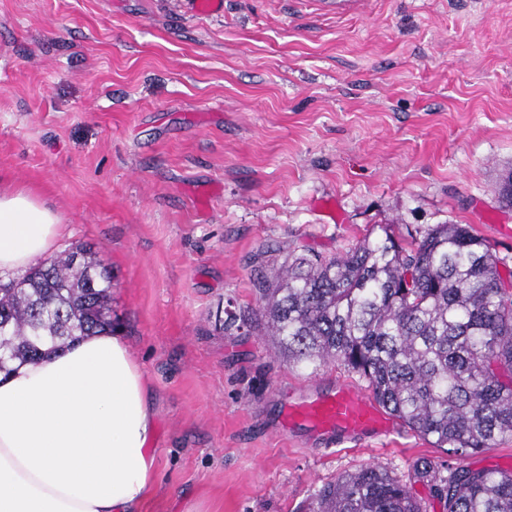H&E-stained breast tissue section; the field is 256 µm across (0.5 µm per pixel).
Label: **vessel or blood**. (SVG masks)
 Returning a JSON list of instances; mask_svg holds the SVG:
<instances>
[{"instance_id":"1","label":"vessel or blood","mask_w":512,"mask_h":512,"mask_svg":"<svg viewBox=\"0 0 512 512\" xmlns=\"http://www.w3.org/2000/svg\"><path fill=\"white\" fill-rule=\"evenodd\" d=\"M300 423L327 436L370 434L381 437L395 429L376 403L345 383L325 395L306 393L295 398L288 408L284 427L290 430Z\"/></svg>"}]
</instances>
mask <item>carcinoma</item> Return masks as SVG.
Segmentation results:
<instances>
[{
  "mask_svg": "<svg viewBox=\"0 0 512 512\" xmlns=\"http://www.w3.org/2000/svg\"><path fill=\"white\" fill-rule=\"evenodd\" d=\"M499 202L512 205V171ZM254 317L229 318L271 342L288 364L336 362L368 383L376 403L448 458L512 434V272L463 224L398 235L381 227L343 253L261 261ZM112 318V271L79 245L22 274L0 275V371L101 330ZM415 465L446 512H512V472ZM309 512H425L379 466L339 476Z\"/></svg>",
  "mask_w": 512,
  "mask_h": 512,
  "instance_id": "cac0c4a2",
  "label": "carcinoma"
}]
</instances>
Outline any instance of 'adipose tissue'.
Returning a JSON list of instances; mask_svg holds the SVG:
<instances>
[{"label":"adipose tissue","instance_id":"1","mask_svg":"<svg viewBox=\"0 0 512 512\" xmlns=\"http://www.w3.org/2000/svg\"><path fill=\"white\" fill-rule=\"evenodd\" d=\"M61 229L29 193L0 194V273L50 254ZM155 431L151 390L119 335L0 373V512H141Z\"/></svg>","mask_w":512,"mask_h":512}]
</instances>
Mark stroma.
<instances>
[{"label":"stroma","instance_id":"stroma-1","mask_svg":"<svg viewBox=\"0 0 512 512\" xmlns=\"http://www.w3.org/2000/svg\"><path fill=\"white\" fill-rule=\"evenodd\" d=\"M512 0H0V192L23 189L111 266L155 395L143 512H306L367 465L445 512L397 429L325 440L281 416L340 366L253 332L258 258L332 255L379 225L468 224L512 268Z\"/></svg>","mask_w":512,"mask_h":512}]
</instances>
